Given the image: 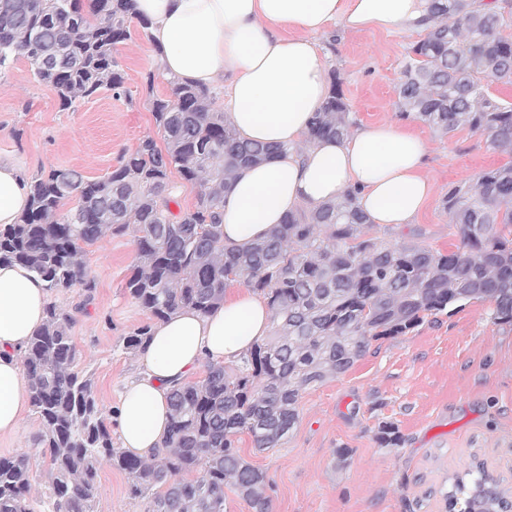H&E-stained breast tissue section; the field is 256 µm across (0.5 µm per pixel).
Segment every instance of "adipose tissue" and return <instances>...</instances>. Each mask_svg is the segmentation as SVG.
Segmentation results:
<instances>
[{
  "label": "adipose tissue",
  "mask_w": 512,
  "mask_h": 512,
  "mask_svg": "<svg viewBox=\"0 0 512 512\" xmlns=\"http://www.w3.org/2000/svg\"><path fill=\"white\" fill-rule=\"evenodd\" d=\"M148 23L160 75L224 89L225 117L239 136L281 144L284 155L243 166L224 191V241L263 238L289 213L355 192L369 223H416L433 192L429 146L396 122L364 125L341 139L308 141L329 93L316 35L331 26L403 34L430 26L428 0H134ZM30 202L20 166L0 161V227ZM45 281L18 263L0 264V436L13 434L28 401L23 354L45 321ZM271 311L249 288L225 293L210 313L183 309L156 322L139 350L110 420L126 453L151 458L170 422V392L202 365L238 360L268 336Z\"/></svg>",
  "instance_id": "1"
}]
</instances>
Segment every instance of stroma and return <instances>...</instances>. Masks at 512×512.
I'll return each mask as SVG.
<instances>
[{
  "label": "stroma",
  "mask_w": 512,
  "mask_h": 512,
  "mask_svg": "<svg viewBox=\"0 0 512 512\" xmlns=\"http://www.w3.org/2000/svg\"><path fill=\"white\" fill-rule=\"evenodd\" d=\"M127 28L129 39L115 50L124 76L120 92L104 90L65 108L26 59L0 74L1 159L18 162L30 178L67 168L102 179L120 154L156 135L152 101L170 97L172 86L156 74L147 31L133 22ZM421 38L338 27L320 36L355 124L399 119L403 64ZM150 72L155 79L148 85ZM403 122L429 145L434 191L416 223L400 231L376 225L371 233L453 250L458 239L443 205L449 189L475 184L482 171L512 156L466 128L441 137L421 121ZM82 261L96 283L91 300L78 285L50 292L49 300L72 313L78 369L91 376L107 411L138 372L124 338L152 318L126 288L136 263L133 233L104 234ZM492 309L490 302H471L427 316L407 335L372 342L347 372L303 394L299 421L277 447L257 449L248 434H239L241 456L269 480L271 512H445L448 477L477 461L512 487V326L494 323ZM386 422L399 431L397 447L379 439ZM41 431L29 408L16 432L0 437V456L29 455L35 502L49 492L35 454ZM97 480L95 512H149V499L132 498L127 474L110 463L100 465Z\"/></svg>",
  "instance_id": "35a3bbf8"
}]
</instances>
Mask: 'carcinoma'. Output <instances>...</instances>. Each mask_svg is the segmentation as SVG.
Wrapping results in <instances>:
<instances>
[{
	"label": "carcinoma",
	"instance_id": "obj_1",
	"mask_svg": "<svg viewBox=\"0 0 512 512\" xmlns=\"http://www.w3.org/2000/svg\"><path fill=\"white\" fill-rule=\"evenodd\" d=\"M132 0H0V69L22 56L54 87L64 107L107 88H123L112 46L127 38ZM433 26L406 57L399 108L447 136L461 127L512 155V103L491 92L512 87V0H429ZM152 114L164 146L150 135L104 180L53 169L30 181L20 223L0 229V263L28 266L48 289L96 288L80 260L110 230L135 233L137 264L129 294L162 320L182 308L206 314L232 282L266 299L269 336L232 367L211 363L199 381L170 396V429L146 461L116 448L91 378L75 370L74 318L50 303L44 325L23 356L29 400L43 429L39 453L51 479L47 512H94L101 462L128 474L132 498L150 497L152 512H224L231 483L252 512H270L266 475L235 445L248 433L259 450L275 447L299 420L308 389L343 374L373 341L403 336L428 315L473 300L494 304L493 319L512 325V162L483 171L473 187L448 193L459 237L453 251L391 243L349 193L339 202L286 216L264 238L238 250L224 246V188L242 165L270 160L279 148L245 141L212 108L207 88L172 83ZM353 120L336 86L314 113L309 140L340 138ZM198 188L194 207L173 215L170 174ZM77 196L66 219L62 201ZM145 324L124 338L138 351ZM457 476L448 500L478 486L495 508L500 481L484 471ZM27 455L0 456V512H34Z\"/></svg>",
	"mask_w": 512,
	"mask_h": 512
}]
</instances>
